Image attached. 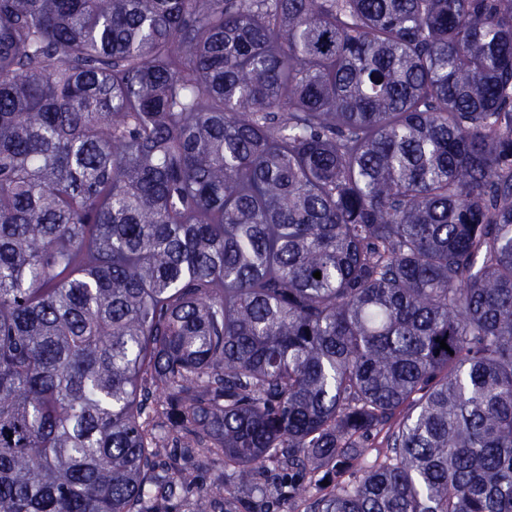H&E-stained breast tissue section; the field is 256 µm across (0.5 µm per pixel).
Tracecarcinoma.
<instances>
[{
    "instance_id": "1",
    "label": "carcinoma",
    "mask_w": 512,
    "mask_h": 512,
    "mask_svg": "<svg viewBox=\"0 0 512 512\" xmlns=\"http://www.w3.org/2000/svg\"><path fill=\"white\" fill-rule=\"evenodd\" d=\"M171 447L512 512V0H0V512Z\"/></svg>"
}]
</instances>
